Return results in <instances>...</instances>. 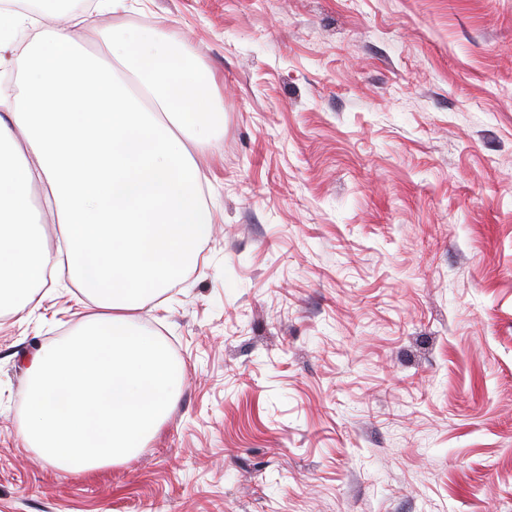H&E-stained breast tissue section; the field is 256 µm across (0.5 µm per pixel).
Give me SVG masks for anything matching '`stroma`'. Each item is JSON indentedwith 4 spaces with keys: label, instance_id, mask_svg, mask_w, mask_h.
Returning a JSON list of instances; mask_svg holds the SVG:
<instances>
[{
    "label": "stroma",
    "instance_id": "stroma-1",
    "mask_svg": "<svg viewBox=\"0 0 512 512\" xmlns=\"http://www.w3.org/2000/svg\"><path fill=\"white\" fill-rule=\"evenodd\" d=\"M223 101L197 258L142 310L185 378L93 473L21 438L25 354L95 305L0 313V512H512V0H126Z\"/></svg>",
    "mask_w": 512,
    "mask_h": 512
}]
</instances>
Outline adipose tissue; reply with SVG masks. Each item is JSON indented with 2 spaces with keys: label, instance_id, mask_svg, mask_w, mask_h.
<instances>
[{
  "label": "adipose tissue",
  "instance_id": "adipose-tissue-1",
  "mask_svg": "<svg viewBox=\"0 0 512 512\" xmlns=\"http://www.w3.org/2000/svg\"><path fill=\"white\" fill-rule=\"evenodd\" d=\"M76 33L74 18L47 25L0 7V64L16 74L15 88L0 86V307L34 312L47 273L68 271L98 308L32 356L21 434L81 473L135 457L180 389L181 369L138 313L211 234L198 158L224 105L152 30L113 28L121 73ZM46 216L62 226L65 265L44 240Z\"/></svg>",
  "mask_w": 512,
  "mask_h": 512
}]
</instances>
